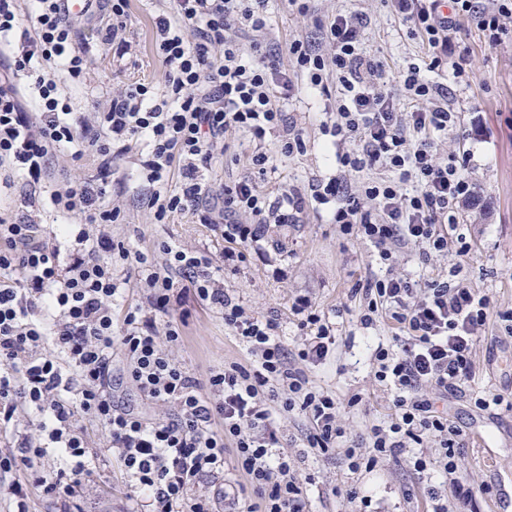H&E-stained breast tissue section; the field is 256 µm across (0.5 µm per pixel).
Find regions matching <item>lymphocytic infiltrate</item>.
I'll use <instances>...</instances> for the list:
<instances>
[{
    "instance_id": "lymphocytic-infiltrate-1",
    "label": "lymphocytic infiltrate",
    "mask_w": 512,
    "mask_h": 512,
    "mask_svg": "<svg viewBox=\"0 0 512 512\" xmlns=\"http://www.w3.org/2000/svg\"><path fill=\"white\" fill-rule=\"evenodd\" d=\"M22 25L15 0H0V169L22 173L29 185L49 179L59 150L72 159L93 153L102 178H66L51 194L62 211L82 214V225H60L47 239L35 218L0 217V434L14 449L0 452V474L27 471L26 480L0 483L15 512L26 508L30 486L55 499L58 512H80L75 496L97 449L89 447L80 418L106 434L132 492L150 512H310L308 481L289 454L280 419L305 417L309 453L343 451L351 471L432 441L438 463L456 474L463 431L438 408V399L464 392L477 374L475 343L491 316L512 333V311L495 313L467 279L440 275L422 282L396 272L409 248L424 257L454 248L462 209L473 184L457 151L439 156L437 140L465 133L461 108L448 101L445 72L461 77L471 53L457 35L471 21L485 43L499 44L512 19V0H387L426 56L398 75L402 95L389 90L386 64L367 54L362 11H336L322 21L318 39L297 38L280 52L266 38L269 0H171V14L156 21L164 68L163 93L133 83L98 112L73 111L44 64L70 77L90 69L78 27L104 14V42L118 55L134 53L123 17L129 0H86L70 13L67 0H28ZM35 75L31 101L16 78ZM325 99L320 130L338 169L309 190L290 187L270 201L261 184L274 156L307 150L304 130L286 120L284 104L302 87ZM248 133L254 148L247 176L213 186L206 178L228 150L230 133ZM274 149H267L268 135ZM137 152V194L157 221L191 212L240 248L258 241L265 225L299 223L308 207L326 211L340 232L374 248L385 268L358 283L364 327L387 317L397 332L374 351L375 377L395 389L388 426L371 427L364 442L349 441L335 397L310 379L336 344L333 328L311 305L297 308L306 332L297 352L280 339L277 318L248 312L219 280L207 252L177 242L160 246L163 264L114 242L120 216L112 193V160ZM178 177L170 190V177ZM129 264L148 304L115 315L120 283L113 258ZM215 309L224 327L253 356L199 379L175 361L188 325L187 299ZM119 375L149 406L137 411L116 401ZM368 453H361L360 445ZM55 456L56 469L36 470ZM244 477L200 489V480L225 467Z\"/></svg>"
}]
</instances>
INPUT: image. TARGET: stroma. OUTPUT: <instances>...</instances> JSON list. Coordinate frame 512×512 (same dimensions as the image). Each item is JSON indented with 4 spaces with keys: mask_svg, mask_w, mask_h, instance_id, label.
Wrapping results in <instances>:
<instances>
[{
    "mask_svg": "<svg viewBox=\"0 0 512 512\" xmlns=\"http://www.w3.org/2000/svg\"><path fill=\"white\" fill-rule=\"evenodd\" d=\"M318 16L341 9L368 13L371 24L364 46L368 52L387 59L392 71L418 62L421 49L406 35L384 0H318ZM165 8L164 0H130L127 26L136 44L134 57L119 58L111 47L100 44L96 32L82 26L79 39L91 56L89 77L71 79L57 74L63 94L70 96L80 111H97L103 100L138 80L162 86L163 73L153 40V20ZM270 36L287 45L297 35H314L313 19L288 12L283 0H271ZM461 39L473 50V72L469 79L449 81L450 101L465 113L466 173L474 184L476 200L464 211L459 231L467 249L422 261L417 252L401 254L398 270L412 275L447 272L461 268V275L494 308L512 310V37L488 45L473 24H466ZM323 102L318 94H304L285 110L307 133L310 145L305 154L280 158L269 173L262 190L276 198L283 190L307 188L309 182L332 175L319 131ZM253 144L237 134L231 149L214 163L209 179L216 184L247 175L246 158ZM112 196L122 209V221L113 225L114 239L140 250L149 260H161V243L177 241L209 253L214 264L224 262L230 244L205 225L195 223L187 213L172 214L157 222L129 190L125 179L137 172V158L128 154L114 158ZM51 183L30 190L23 179L0 185V215L19 221L38 215L44 232L59 224H78L82 218L67 215L50 202ZM373 249L360 240L342 235L330 224L325 212L308 210L300 223L271 224L261 241L248 248L246 259L235 270L226 271L224 286L241 304L259 315H278L282 340L288 348L300 342L296 300L308 299L326 316L336 330V345L309 376L316 385L335 395L342 403V421L349 438H365L371 425L387 420L394 392L374 378L372 345L375 338L391 341L387 323L362 328L358 314L363 303L353 288L357 281L377 273ZM191 316L184 345L174 349V358L197 376H205L230 362H247L249 355L224 331L220 314L200 303L189 302ZM479 373L465 395L448 400V416L460 425L466 439L459 461V476L471 488L470 512H512V412L493 415L474 406L477 398L512 393V336L501 322L490 320L476 343ZM360 402L349 406L352 395ZM489 438L495 456L487 462L476 446L477 435ZM300 467L309 476L307 486L311 512H427L428 485L444 482L443 472L428 467L414 469L408 454L387 459L372 469L350 472L343 455H309ZM83 512H131L136 502L112 459L101 458L79 492Z\"/></svg>",
    "mask_w": 512,
    "mask_h": 512,
    "instance_id": "stroma-1",
    "label": "stroma"
}]
</instances>
